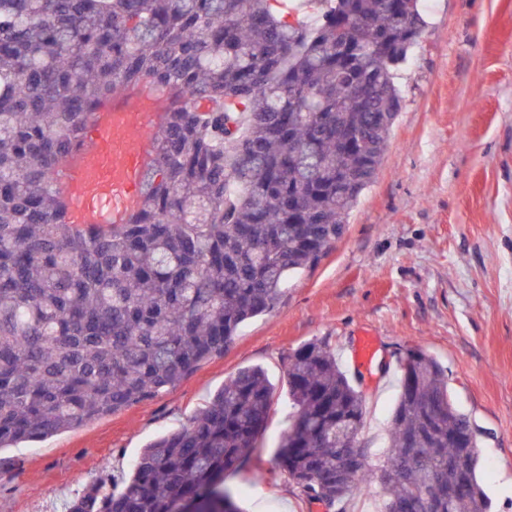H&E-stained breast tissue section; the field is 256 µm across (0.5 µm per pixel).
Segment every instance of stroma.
Masks as SVG:
<instances>
[{
    "instance_id": "stroma-1",
    "label": "stroma",
    "mask_w": 512,
    "mask_h": 512,
    "mask_svg": "<svg viewBox=\"0 0 512 512\" xmlns=\"http://www.w3.org/2000/svg\"><path fill=\"white\" fill-rule=\"evenodd\" d=\"M422 14L424 35L397 70L403 103L382 164L331 251L175 388L1 449L0 512H65L87 486L121 487L145 444L179 429L251 365L266 369L276 399L227 486L245 512H326L275 464L288 357L314 339L329 343L366 396L361 440L373 458L401 356L419 347L436 357L476 429L491 512H512V0H427ZM364 331L379 338L367 370L352 360Z\"/></svg>"
}]
</instances>
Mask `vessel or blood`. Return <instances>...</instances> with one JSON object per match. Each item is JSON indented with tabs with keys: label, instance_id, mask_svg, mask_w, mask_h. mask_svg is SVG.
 Here are the masks:
<instances>
[{
	"label": "vessel or blood",
	"instance_id": "1",
	"mask_svg": "<svg viewBox=\"0 0 512 512\" xmlns=\"http://www.w3.org/2000/svg\"><path fill=\"white\" fill-rule=\"evenodd\" d=\"M173 100L139 84L90 113L80 143L59 168L69 212L85 225L127 223L154 159L153 142Z\"/></svg>",
	"mask_w": 512,
	"mask_h": 512
}]
</instances>
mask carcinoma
Listing matches in <instances>:
<instances>
[{
  "label": "carcinoma",
  "mask_w": 512,
  "mask_h": 512,
  "mask_svg": "<svg viewBox=\"0 0 512 512\" xmlns=\"http://www.w3.org/2000/svg\"><path fill=\"white\" fill-rule=\"evenodd\" d=\"M318 2L310 23L280 0H0V449L176 387L342 236L401 108L394 71L426 23L420 0ZM138 84L196 104L167 112L131 222L80 229L53 173L87 115ZM338 132L363 146L339 149ZM405 359L379 512H490L446 370L421 348ZM287 385L276 464L346 512L370 476L355 449L365 395L319 340L289 357ZM275 393L263 367L238 370L119 489L92 486L66 512H242L225 477ZM460 478L466 492L448 498Z\"/></svg>",
  "instance_id": "carcinoma-1"
}]
</instances>
